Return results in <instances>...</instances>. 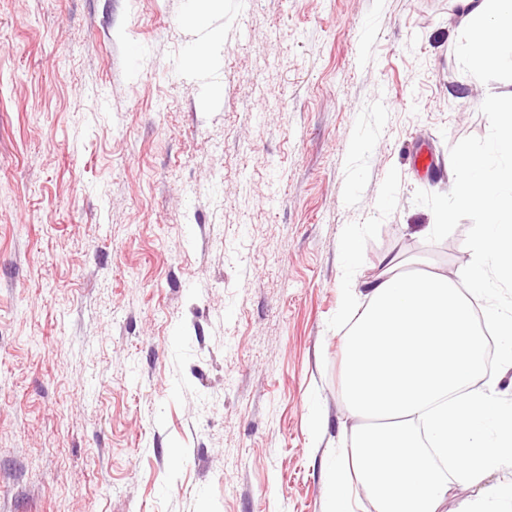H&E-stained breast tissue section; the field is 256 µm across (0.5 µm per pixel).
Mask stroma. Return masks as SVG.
Returning <instances> with one entry per match:
<instances>
[{"label": "stroma", "instance_id": "1", "mask_svg": "<svg viewBox=\"0 0 512 512\" xmlns=\"http://www.w3.org/2000/svg\"><path fill=\"white\" fill-rule=\"evenodd\" d=\"M188 13L0 0V512H323L346 236L471 264L476 214L421 230L512 76L456 0Z\"/></svg>", "mask_w": 512, "mask_h": 512}]
</instances>
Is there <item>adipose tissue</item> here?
I'll return each mask as SVG.
<instances>
[{"label":"adipose tissue","instance_id":"1","mask_svg":"<svg viewBox=\"0 0 512 512\" xmlns=\"http://www.w3.org/2000/svg\"><path fill=\"white\" fill-rule=\"evenodd\" d=\"M472 38L459 57L475 73H512V0H458ZM491 120L483 149L452 160L455 189L425 235L448 234V216L475 212L474 262L463 284L395 262L358 282L359 239L345 241L342 396L353 423L332 476L325 512H354L357 476L375 512H442L453 482L478 486L461 512H512V485L487 492L484 479L512 465V407L484 380V335L498 336L512 368V306L491 307L512 288V91L481 100ZM483 329H476L475 317Z\"/></svg>","mask_w":512,"mask_h":512}]
</instances>
